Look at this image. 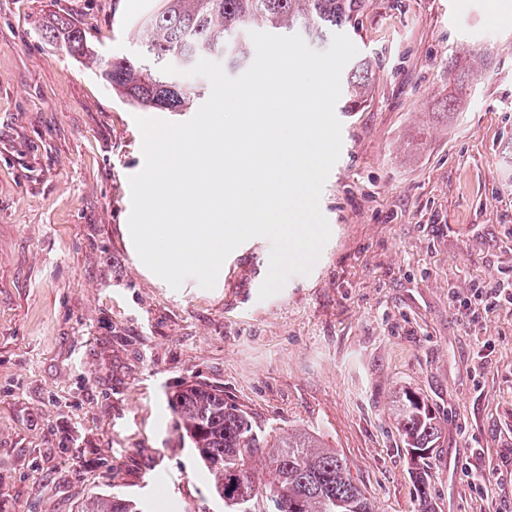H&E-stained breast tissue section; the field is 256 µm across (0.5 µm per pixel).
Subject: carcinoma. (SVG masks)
<instances>
[{"label":"carcinoma","mask_w":512,"mask_h":512,"mask_svg":"<svg viewBox=\"0 0 512 512\" xmlns=\"http://www.w3.org/2000/svg\"><path fill=\"white\" fill-rule=\"evenodd\" d=\"M366 0H158L131 30L141 52L119 58L99 55L86 32L56 18L45 37L88 61L112 90L146 111L186 112L204 94V84L165 74L171 64L189 70L201 58L224 56L236 66L250 60L247 33L286 29L311 45L345 29L359 30ZM373 65L355 62L347 76L344 109L353 112L371 93ZM177 426L199 465L198 477L224 512H377L357 485L348 462L308 432L277 437L260 428L224 390L189 385L172 398ZM393 411L404 448L414 462L418 512H433L425 461L440 435V422L416 392L395 393ZM81 512H148L138 500L96 497Z\"/></svg>","instance_id":"carcinoma-1"}]
</instances>
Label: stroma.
Returning <instances> with one entry per match:
<instances>
[{
  "label": "stroma",
  "mask_w": 512,
  "mask_h": 512,
  "mask_svg": "<svg viewBox=\"0 0 512 512\" xmlns=\"http://www.w3.org/2000/svg\"><path fill=\"white\" fill-rule=\"evenodd\" d=\"M497 3L369 0L351 40L375 80L338 115L331 236L262 300V238L212 290L139 271L125 226L141 110L44 35L66 17L100 55L132 54L151 0H0V512L112 494L195 512L207 490L170 399L196 382L336 448L379 512L417 510L392 415L413 390L440 420L434 512H512V306L460 308L512 280V21Z\"/></svg>",
  "instance_id": "1"
}]
</instances>
